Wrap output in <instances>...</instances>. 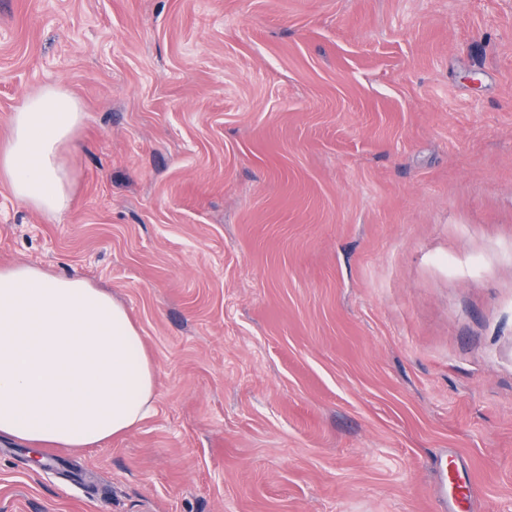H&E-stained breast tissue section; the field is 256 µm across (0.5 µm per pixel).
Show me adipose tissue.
Instances as JSON below:
<instances>
[{
  "label": "adipose tissue",
  "mask_w": 512,
  "mask_h": 512,
  "mask_svg": "<svg viewBox=\"0 0 512 512\" xmlns=\"http://www.w3.org/2000/svg\"><path fill=\"white\" fill-rule=\"evenodd\" d=\"M83 119L62 86L27 97L0 144V180L21 203L67 210ZM154 370L125 307L104 289L33 265L0 268V435L87 448L135 429L153 410Z\"/></svg>",
  "instance_id": "obj_1"
}]
</instances>
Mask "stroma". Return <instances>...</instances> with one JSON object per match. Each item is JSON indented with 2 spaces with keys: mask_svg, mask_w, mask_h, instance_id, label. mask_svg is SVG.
Returning a JSON list of instances; mask_svg holds the SVG:
<instances>
[{
  "mask_svg": "<svg viewBox=\"0 0 512 512\" xmlns=\"http://www.w3.org/2000/svg\"><path fill=\"white\" fill-rule=\"evenodd\" d=\"M52 84L0 267L108 289L155 403L0 436V512H512V0H0V142ZM82 119L79 102L60 85L42 88L14 112L0 146V180L18 201L46 214L69 208L73 180L62 151L76 147Z\"/></svg>",
  "mask_w": 512,
  "mask_h": 512,
  "instance_id": "35a3bbf8",
  "label": "stroma"
}]
</instances>
